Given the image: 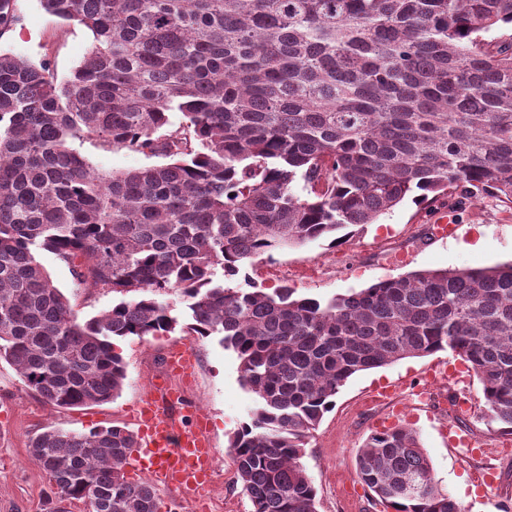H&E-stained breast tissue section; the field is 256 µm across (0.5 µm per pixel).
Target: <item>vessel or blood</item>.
Returning a JSON list of instances; mask_svg holds the SVG:
<instances>
[{"label":"vessel or blood","mask_w":512,"mask_h":512,"mask_svg":"<svg viewBox=\"0 0 512 512\" xmlns=\"http://www.w3.org/2000/svg\"><path fill=\"white\" fill-rule=\"evenodd\" d=\"M193 366L194 356L184 347L173 348L166 358V369L173 374L189 375ZM185 404L183 394L171 391L163 379L151 380L134 415L141 446L132 460L150 475L153 484L201 499L211 487L218 451L205 413L194 409L188 421L177 419L176 409Z\"/></svg>","instance_id":"obj_1"}]
</instances>
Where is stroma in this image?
<instances>
[{
	"mask_svg": "<svg viewBox=\"0 0 512 512\" xmlns=\"http://www.w3.org/2000/svg\"><path fill=\"white\" fill-rule=\"evenodd\" d=\"M19 16L15 30L0 38V51L36 61L43 45L52 44L59 74H69L79 66L93 43L87 28L75 21H59L45 11L40 0H19ZM78 149L106 173L153 163L144 154L105 150L91 140L83 141ZM446 215L458 230L455 236L443 239L433 234L432 226ZM39 260L80 318H91L120 302L116 293L75 289L69 266L55 255L43 252ZM510 261L512 203L484 193L452 213L444 200L408 199L377 223L355 227L343 244L317 240L271 251L246 265L242 276L225 279L224 284L233 288L246 277L269 292L285 285L304 297L328 299L412 271L493 267ZM176 346L195 354V373L184 383L187 401L206 412L219 458L213 488L204 500L190 502L176 491L161 488L157 491L158 512H251L248 498L235 483L227 446L230 435L249 420L254 397L240 382L236 354L225 349L219 337H201L182 327L155 336L116 340L115 350L126 364L127 378L119 395L100 405L72 410L47 405L24 387L12 365L0 361V512H46L50 481L28 452L32 436L51 426L79 432L112 425L134 428L138 400L151 379L164 371L167 352ZM439 361L451 367L458 364L447 351L406 358L358 373L340 389L332 409L313 431L302 459L318 490L319 512H383L356 476L358 451L383 420L416 431L436 482L464 512H512V455L497 451L501 436L483 420L484 399L475 375H467L462 383L449 380L440 389L441 395H455L469 404V412L458 423L478 442L480 450L474 454L451 446L441 429L445 413L440 407L411 404L395 416L385 406L364 405L372 390L381 386L408 392ZM477 471L494 474L496 485L489 493H482L473 483Z\"/></svg>",
	"mask_w": 512,
	"mask_h": 512,
	"instance_id": "obj_1",
	"label": "stroma"
}]
</instances>
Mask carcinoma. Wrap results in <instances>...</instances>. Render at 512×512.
Masks as SVG:
<instances>
[{"mask_svg": "<svg viewBox=\"0 0 512 512\" xmlns=\"http://www.w3.org/2000/svg\"><path fill=\"white\" fill-rule=\"evenodd\" d=\"M41 2L94 43L62 76L47 54L0 52V360L25 387L63 409L111 401L126 379L113 340L175 329L161 297L176 293L254 395L228 444L251 512H318L312 431L348 379L401 359L457 356L486 424L512 436V262L328 300L214 282L262 253L336 245L415 193L512 202V36L483 38L512 26V0ZM18 20L0 0V38ZM83 139L165 163L102 174ZM42 251L77 289L141 297L82 320ZM136 447L115 425L36 435L47 512H158L154 487L125 475ZM356 475L392 512H462L411 429L372 432Z\"/></svg>", "mask_w": 512, "mask_h": 512, "instance_id": "carcinoma-1", "label": "carcinoma"}]
</instances>
